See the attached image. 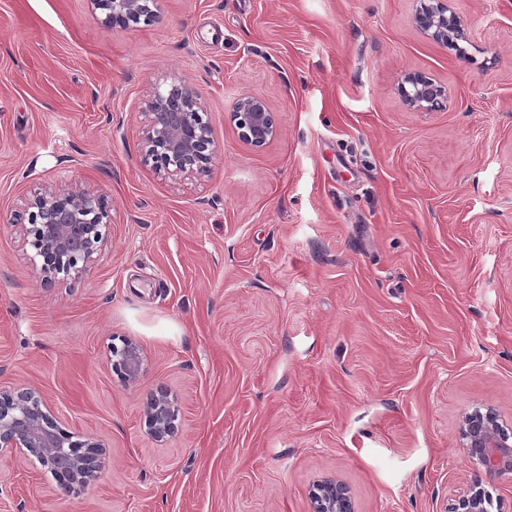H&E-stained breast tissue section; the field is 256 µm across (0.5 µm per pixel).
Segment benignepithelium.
Here are the masks:
<instances>
[{
    "label": "benign epithelium",
    "instance_id": "7a95c632",
    "mask_svg": "<svg viewBox=\"0 0 512 512\" xmlns=\"http://www.w3.org/2000/svg\"><path fill=\"white\" fill-rule=\"evenodd\" d=\"M106 11L105 22L129 27L151 26L161 20L159 0H91ZM416 28L435 42L465 36L463 20L448 5L418 10ZM405 104L413 110L438 108L445 89L421 72L405 74L400 86ZM144 158L169 176L206 173L218 156L208 113L198 93L185 82L165 90L155 88L144 102ZM231 122L239 138L263 146L278 134L273 112L256 94H244L234 103ZM27 223L22 225L24 245L40 282L52 287L80 277L109 238L111 217L102 194L73 188H49L24 200ZM141 348L127 341L113 368L127 382L141 373ZM152 434L162 438L173 433L174 409L164 395L151 397L145 406ZM459 445L470 460L490 477L512 475V435L490 409L467 413L459 433ZM33 456L41 466L59 476L58 487L66 493L85 486L96 477L103 445L91 437L78 439L68 425L45 411L41 397L30 389L0 387V457ZM314 512H354L348 488L326 478L313 494ZM484 491L474 487L464 496L458 512H487Z\"/></svg>",
    "mask_w": 512,
    "mask_h": 512
}]
</instances>
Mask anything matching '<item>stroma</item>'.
Instances as JSON below:
<instances>
[{
	"mask_svg": "<svg viewBox=\"0 0 512 512\" xmlns=\"http://www.w3.org/2000/svg\"><path fill=\"white\" fill-rule=\"evenodd\" d=\"M448 5L456 50L416 29L418 0H161L144 28L0 0V385L105 447L67 494L0 459L13 512H312L324 478L355 512H454L477 481L512 512V479L479 481L459 446L478 407L512 431V0ZM409 71L443 107L404 104ZM179 81L218 147L195 178L143 161V103ZM245 93L276 114L265 146L230 121ZM61 186L104 194L110 234L46 288L22 200ZM120 351L119 358L113 360V368L127 382H135L141 373V348L132 341H127ZM147 422L152 434L157 438H163L174 431V409L163 394L151 397L145 406Z\"/></svg>",
	"mask_w": 512,
	"mask_h": 512,
	"instance_id": "obj_1",
	"label": "stroma"
}]
</instances>
